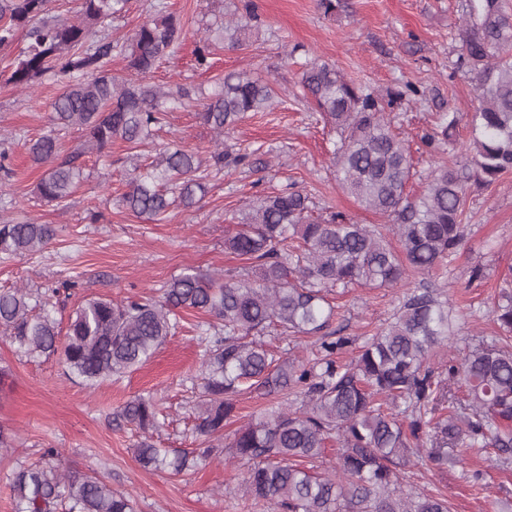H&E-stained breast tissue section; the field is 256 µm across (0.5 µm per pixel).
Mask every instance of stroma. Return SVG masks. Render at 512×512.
Instances as JSON below:
<instances>
[{"mask_svg": "<svg viewBox=\"0 0 512 512\" xmlns=\"http://www.w3.org/2000/svg\"><path fill=\"white\" fill-rule=\"evenodd\" d=\"M253 2L258 36L235 50L212 46L204 66L196 61V45L208 29L236 14L241 0H128L126 12L102 27V37L125 45L157 6L179 15L186 39L153 70L150 81L172 91L194 90L197 99L172 112L153 140L136 145L116 140L104 153L86 154L83 180L59 204L39 199L36 186L44 170L29 160L24 142L48 130L51 104L63 84L50 73L28 89L8 84L4 68L25 42L19 38L0 48V152L8 151L12 168L9 178H0V224L24 216L58 230L41 250L0 253V289L23 288L37 296L75 282L73 295L56 305L57 317L66 318L89 298L160 297L172 278L190 268L247 276V263L225 250L224 237L252 201L290 187L310 195L313 216L335 211L387 229V217L359 207L339 188L332 161L336 133L305 100L300 70L289 57L295 47L335 65L354 82L382 91L404 83L420 89V96L389 115L413 157L411 196L420 195L434 165L448 160L427 144L439 113L457 115L459 143L468 145L474 89L468 75L452 69L461 52L466 0H333L330 12L320 0ZM233 71L271 81L278 91L269 110L249 114L221 141L230 152L248 153V164L208 174L196 203L173 209L165 221L150 222L126 210L119 201L125 175L150 163L159 149L179 144L204 158L215 150L219 141L198 117L199 100ZM466 208L464 243L454 260L432 275L411 278L413 285L443 294L454 309L456 332L430 359L438 371L494 336V311L512 294V173L487 187L472 186ZM477 266L483 276L475 280L471 270ZM402 297L399 288L355 287L337 298L330 328L355 340L346 357L391 321ZM198 320L197 314L184 313L182 329L148 362L92 388L69 376L58 357L26 356L0 332V369L6 372L0 425L14 435L12 448L0 450V512H14L13 467L39 461L45 448L61 449L73 471L103 476L113 490L130 494L136 512H273L268 502L243 495L247 466L238 461L220 459L181 476L143 469L135 459L141 432L117 417L126 401L151 397L166 414L153 433L155 445L196 447L191 417L203 361L195 340ZM400 482L408 492L443 493L452 512H512V459H500L492 449L465 454L460 464L411 462L401 469Z\"/></svg>", "mask_w": 512, "mask_h": 512, "instance_id": "35a3bbf8", "label": "stroma"}]
</instances>
